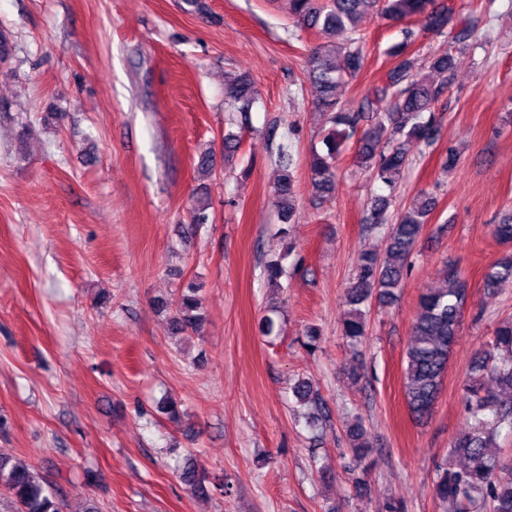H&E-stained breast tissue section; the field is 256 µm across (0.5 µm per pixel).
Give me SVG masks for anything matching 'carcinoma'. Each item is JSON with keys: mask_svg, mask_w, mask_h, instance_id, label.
Instances as JSON below:
<instances>
[{"mask_svg": "<svg viewBox=\"0 0 512 512\" xmlns=\"http://www.w3.org/2000/svg\"><path fill=\"white\" fill-rule=\"evenodd\" d=\"M288 12L304 29L334 38L349 33L346 43L322 44L308 61V80L319 92L318 107L327 113L330 127L322 142L325 152L312 153L309 162L312 199L321 204L336 186V157L348 139L360 134L358 160L373 180L393 187L411 163L410 149L415 143L428 144L435 135L437 117L433 106L444 91L445 83L432 84L418 78V60L407 53L414 32L405 30V40L388 50L391 66L382 85L356 102L342 104L336 99L341 81L353 78L362 68L363 34L357 24L363 15L376 12L387 21L402 23L423 17V28L441 33L451 21L448 9L436 0H288ZM342 55L344 66L335 63ZM428 69L444 75L453 68V57L436 53L426 62ZM227 95L245 115L255 101L252 81L240 76L228 85ZM277 161L283 174L274 193L280 202V216L288 223L295 212L296 190L291 167L292 147L282 144ZM390 199L371 200L369 222L386 223ZM435 207L434 198L421 194L400 212L390 224L384 253L360 254L345 300L350 307L343 323V336L358 343L366 336L368 300L377 297L392 302L408 273L425 224ZM493 234L501 244H512V212L502 214ZM490 293L512 285V253L493 262L483 276ZM468 298V284L460 272L447 268L441 287L422 295L420 312L405 349L403 388L406 404L413 417L423 422L433 411L442 388L448 358L460 333L461 315ZM204 317L198 288L192 282L174 303L173 330L191 338L201 332ZM293 396L301 406L322 405L318 393L307 379L293 387ZM466 428L453 440L450 453L459 459L455 468L442 464L436 473L433 492L445 512H465L480 502L488 512H512V464L504 461L494 448L502 430L512 433V318L499 321L489 348L479 353L471 366L464 396ZM350 450L357 460L373 451L367 430L361 422L349 429ZM186 486L206 494L208 475L187 463L179 470ZM0 487L10 498L12 512H63L64 501L40 473L23 462H11L0 456Z\"/></svg>", "mask_w": 512, "mask_h": 512, "instance_id": "1", "label": "carcinoma"}]
</instances>
